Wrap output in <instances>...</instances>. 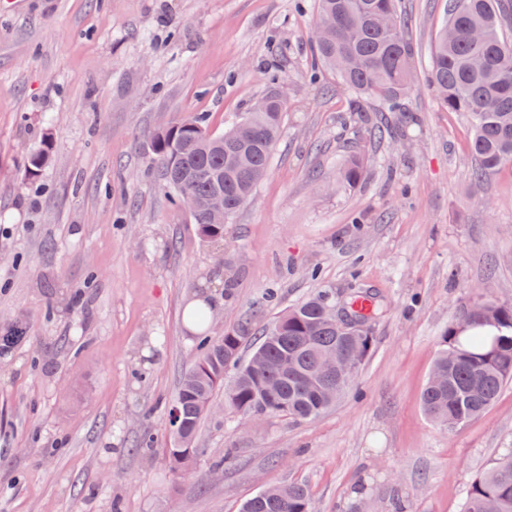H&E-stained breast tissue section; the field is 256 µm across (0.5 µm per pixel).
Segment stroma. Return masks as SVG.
I'll return each mask as SVG.
<instances>
[{
	"mask_svg": "<svg viewBox=\"0 0 512 512\" xmlns=\"http://www.w3.org/2000/svg\"><path fill=\"white\" fill-rule=\"evenodd\" d=\"M417 73L407 112L350 111L312 75L314 0H20L0 12V512H239L274 484L311 512H463L512 449V384L478 418L431 423L420 393L481 291L512 304V165L475 182L471 118L426 82L446 0H399ZM282 90L266 177L202 238L151 164L152 136L206 114L222 133ZM388 122L393 135L378 137ZM50 160L27 176L30 154ZM366 168L337 190L344 158ZM381 304L350 391L307 422L206 417L192 473L168 405L202 336L252 334L319 291ZM207 293L214 320L192 327ZM151 436V447L135 443Z\"/></svg>",
	"mask_w": 512,
	"mask_h": 512,
	"instance_id": "1",
	"label": "stroma"
}]
</instances>
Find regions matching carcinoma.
<instances>
[{
    "label": "carcinoma",
    "instance_id": "carcinoma-1",
    "mask_svg": "<svg viewBox=\"0 0 512 512\" xmlns=\"http://www.w3.org/2000/svg\"><path fill=\"white\" fill-rule=\"evenodd\" d=\"M314 9L316 25L325 30L323 39L313 40L316 61L351 93L350 110L360 112L364 99L377 97L382 112L408 111L414 51L398 0H315ZM428 85L441 109L466 112L473 119L469 146L478 162L475 181L512 163V25L504 0H448ZM286 112V103L269 97L265 106L250 107L222 134L210 133L205 116L196 115L153 137V162L165 185L191 207L203 238L224 239V227L267 174ZM49 159L46 144L32 153L29 177H36ZM364 166L363 156L348 157L338 169L337 185L356 187ZM217 192L224 194L222 221L207 208ZM331 305L333 300L321 291L288 308L265 328L245 361L241 351L248 336L242 325L202 343L169 411L173 444L166 456L173 473L192 469L196 434L209 415L206 405L220 391L224 409L242 419L309 421L349 390L353 380L338 383L320 375L319 361L345 352L358 368L371 351L372 337L367 330L363 343L353 345V330L330 320ZM376 309L374 298L363 292L345 306L365 327ZM431 373L442 375L438 385L427 381L421 395L432 422L454 428L484 413L512 382V305L485 299L467 310L444 333ZM241 512H310V493L301 483L281 485L273 497L258 493L246 500ZM464 512H512V451L472 483Z\"/></svg>",
    "mask_w": 512,
    "mask_h": 512
}]
</instances>
